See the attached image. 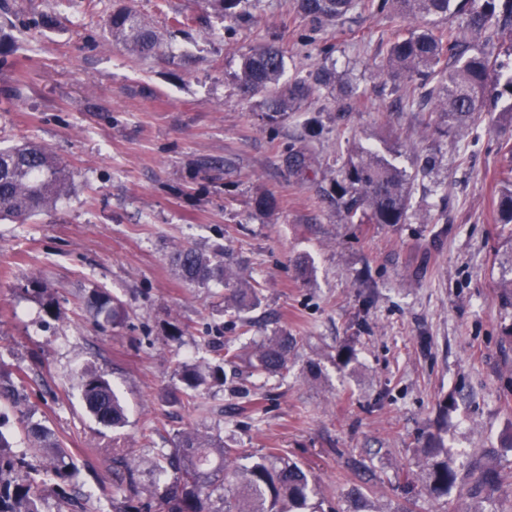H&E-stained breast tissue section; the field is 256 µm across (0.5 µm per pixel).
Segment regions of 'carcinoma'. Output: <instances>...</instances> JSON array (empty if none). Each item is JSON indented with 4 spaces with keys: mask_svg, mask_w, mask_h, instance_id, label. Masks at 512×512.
I'll return each mask as SVG.
<instances>
[{
    "mask_svg": "<svg viewBox=\"0 0 512 512\" xmlns=\"http://www.w3.org/2000/svg\"><path fill=\"white\" fill-rule=\"evenodd\" d=\"M224 20L235 22L246 0H207ZM451 0H299L300 11L320 26L338 21L358 7L384 12L396 9L410 18L424 19L448 15ZM461 20L446 29L424 28L396 36L389 44L387 63L392 76L414 82L421 97L433 100L435 109L448 115V127L462 128L473 120L480 103L489 98L511 100L512 76L495 79L504 67L490 43L509 34L512 38V0H464L456 8ZM113 44L134 58L156 55L162 43L151 25L133 9L121 6L107 19ZM284 58L275 48L259 45L244 58L237 75L246 95L264 93L269 111L285 113L312 96L330 81V74L318 71L310 80H299L286 87L280 84ZM502 180L496 206L500 223L512 224V166ZM74 172L46 147L16 143L0 147V221L23 224L30 218L49 213L71 193ZM342 196L349 218L357 214L370 224H402L408 218L410 192L405 174L387 159L361 150L349 158L344 171ZM177 270L192 284L204 286L213 280L238 282L236 271L224 264V251L204 253L191 246L177 250ZM258 289L252 284L228 289L225 297L236 313L247 312L257 301ZM85 306L107 316L119 311L115 300L104 292H94ZM294 340L274 336L249 358L256 372L277 375L288 370V354ZM179 380L186 393L207 384L224 383V367L216 364L203 372L182 367ZM83 401L87 410L105 427L125 424L124 408L111 384L102 374L87 370L82 375ZM34 454L51 460V476L70 482L75 464L67 459L59 443L45 427L27 428ZM426 490L436 496L448 495L459 479L448 449L430 442L422 449ZM248 464L241 465L239 461ZM159 472L170 478L162 495L142 502L132 495L137 464L122 449L112 450V476L116 490L128 491L118 512H305L316 495L315 484L297 462L269 451L256 456L245 448H226L224 442L196 432L184 433L170 454L160 455ZM501 475L483 469L474 475V489L480 494L500 488ZM47 483L37 478L30 464L12 454L0 433V512H41L39 503ZM221 494H216L217 490Z\"/></svg>",
    "mask_w": 512,
    "mask_h": 512,
    "instance_id": "1",
    "label": "carcinoma"
}]
</instances>
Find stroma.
Wrapping results in <instances>:
<instances>
[{
    "mask_svg": "<svg viewBox=\"0 0 512 512\" xmlns=\"http://www.w3.org/2000/svg\"><path fill=\"white\" fill-rule=\"evenodd\" d=\"M117 1L10 0L15 17L0 25L13 42L0 92L17 91L0 95V146L42 143L75 174L55 211L0 222V390L11 392L0 431L14 453L42 464L26 426L47 425L79 470L66 491L84 512H118L116 448L142 463L140 498H155L164 484L145 461L188 430L280 449L334 512H353L358 492L366 512H512V310L498 301L512 243L496 208L512 112L490 105L452 128L385 70L391 36L458 17L358 9L315 30L294 0H250L229 32L204 0H121L164 42V56L139 62L105 29ZM178 14L194 25H174ZM259 43L282 51V83L325 69L330 85L269 112L237 80ZM358 146L407 174L405 223L347 222L339 183ZM289 148L311 156L307 175L286 166ZM260 192L273 210L254 206ZM185 245L223 247L258 284L247 320L223 283L178 276ZM32 275L46 295L27 290ZM100 288L123 302L117 322L81 306ZM284 334L299 339L287 374H254L246 355ZM229 339L242 356L225 362L224 384L186 397L178 365L206 369ZM88 369L125 403L122 428L86 411ZM432 433L462 476L501 470L499 491L430 497L419 450Z\"/></svg>",
    "mask_w": 512,
    "mask_h": 512,
    "instance_id": "35a3bbf8",
    "label": "stroma"
}]
</instances>
